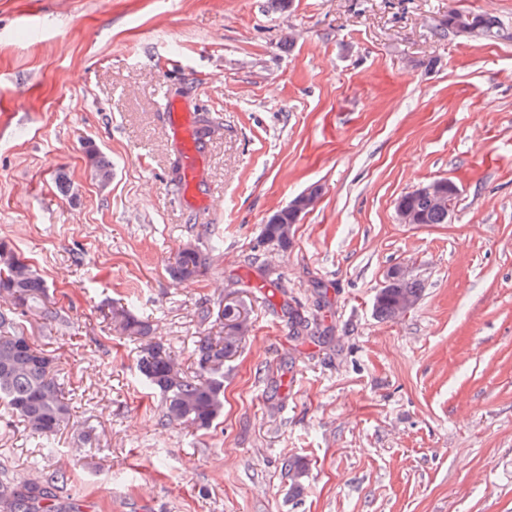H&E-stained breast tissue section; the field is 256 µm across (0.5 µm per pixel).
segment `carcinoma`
<instances>
[{"label": "carcinoma", "instance_id": "obj_1", "mask_svg": "<svg viewBox=\"0 0 512 512\" xmlns=\"http://www.w3.org/2000/svg\"><path fill=\"white\" fill-rule=\"evenodd\" d=\"M476 36L493 39L502 31L500 21L489 14L472 15ZM95 177L102 183L112 179V164L97 149L86 148ZM455 197L439 199L435 195H402L396 207L415 214L426 224L448 223ZM299 223L290 205L271 213L262 229V243L288 249L293 225ZM0 243V404L18 416L44 443L67 428L72 420L71 399L63 393L53 360L37 348L17 327L21 318L32 313L48 324L63 321L46 282L32 266L14 253H5ZM207 258L198 248L188 245L176 256L173 276L189 281L200 276ZM423 291L415 277H401L379 289L375 311L385 320L395 321L411 312ZM113 329L121 335L144 336L145 322L131 311L115 305L110 311ZM201 320L219 327L215 336H201L193 349L197 372L181 373L175 357L159 344L149 345L139 358V370L161 397L160 420L176 427L206 429L224 411V361L234 355L251 331L248 313L236 298L225 297L216 311L201 312ZM53 494L48 487L29 483L19 487L0 481V508L4 512H54L49 504Z\"/></svg>", "mask_w": 512, "mask_h": 512}]
</instances>
